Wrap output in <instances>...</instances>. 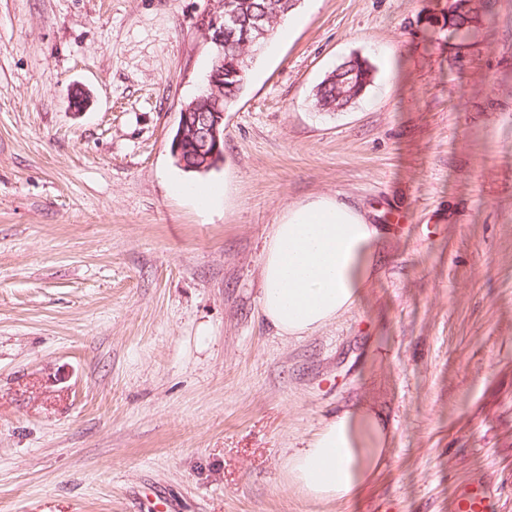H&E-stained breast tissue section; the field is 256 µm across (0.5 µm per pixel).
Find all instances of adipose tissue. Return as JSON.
<instances>
[{
	"mask_svg": "<svg viewBox=\"0 0 512 512\" xmlns=\"http://www.w3.org/2000/svg\"><path fill=\"white\" fill-rule=\"evenodd\" d=\"M376 229L359 210L330 197L289 207L262 252L259 310L280 336L310 335L354 306L374 269ZM389 456L388 429L372 410H341L288 457L306 497L351 501Z\"/></svg>",
	"mask_w": 512,
	"mask_h": 512,
	"instance_id": "adipose-tissue-1",
	"label": "adipose tissue"
}]
</instances>
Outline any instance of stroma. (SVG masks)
<instances>
[{
    "mask_svg": "<svg viewBox=\"0 0 512 512\" xmlns=\"http://www.w3.org/2000/svg\"><path fill=\"white\" fill-rule=\"evenodd\" d=\"M299 0L224 114V158L170 153L217 0H0V512H512V0ZM373 80L336 112L317 85ZM216 184L206 210L177 184ZM331 196L379 235L311 335L259 313L271 224ZM375 409L390 456L315 502L288 455ZM451 17L448 19L455 33L467 39L474 35L483 14L490 13L488 0H455ZM371 81L372 70L367 60L350 58L317 86L315 105L326 112L342 109L355 101ZM459 512H494L495 503L488 488L478 486L465 491L458 502Z\"/></svg>",
    "mask_w": 512,
    "mask_h": 512,
    "instance_id": "obj_1",
    "label": "stroma"
}]
</instances>
